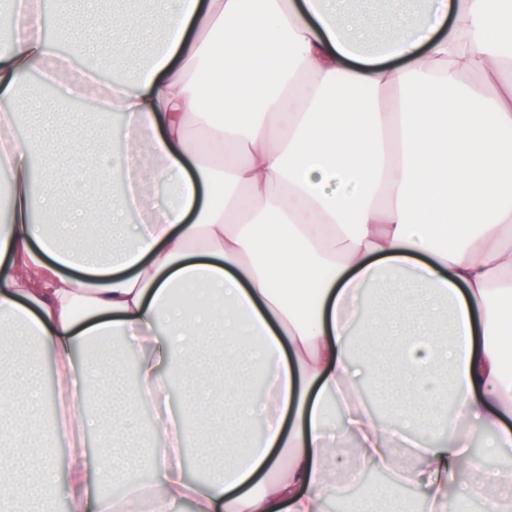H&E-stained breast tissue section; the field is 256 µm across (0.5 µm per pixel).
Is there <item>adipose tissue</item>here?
Instances as JSON below:
<instances>
[{
    "label": "adipose tissue",
    "instance_id": "ef3b65f1",
    "mask_svg": "<svg viewBox=\"0 0 512 512\" xmlns=\"http://www.w3.org/2000/svg\"><path fill=\"white\" fill-rule=\"evenodd\" d=\"M135 2L113 0L112 50L86 63L62 50L79 34L68 0H37L0 43V97L15 102L0 110V345L56 356L49 421L0 381V405L21 409L0 415V438L37 460L0 465V512L27 507L35 486L67 512H325L347 497L337 475L368 466L389 489L423 487L419 512L461 498L512 512V467L473 451L488 429L512 455V0H425L418 20L377 0H161L159 30ZM48 13L60 37L45 35ZM133 34L152 49L130 67ZM118 68L103 111L122 119V149L88 179L117 170L112 221L135 216L138 231L110 256L76 253L46 230L66 218L34 177L42 143L12 133L23 80L39 70L67 104L65 75L93 93ZM470 73L481 83L462 85ZM201 283L194 307L175 299ZM214 326L225 362L250 363L264 395L242 389L235 413L219 411L223 446L242 454L202 444L195 481L183 445L199 404L171 408L168 392ZM409 334L386 428L360 395L377 377L359 358L375 337ZM116 336L142 352L130 400L152 405L155 445L151 480L112 498L92 480L114 476L112 450L87 440L120 426L94 411L79 351ZM67 428L80 442L59 478L50 452Z\"/></svg>",
    "mask_w": 512,
    "mask_h": 512
}]
</instances>
